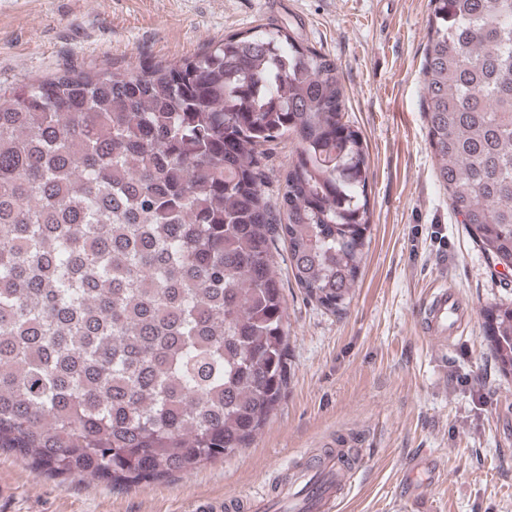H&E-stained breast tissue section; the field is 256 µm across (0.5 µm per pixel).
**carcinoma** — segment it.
Returning <instances> with one entry per match:
<instances>
[{"instance_id":"obj_1","label":"carcinoma","mask_w":512,"mask_h":512,"mask_svg":"<svg viewBox=\"0 0 512 512\" xmlns=\"http://www.w3.org/2000/svg\"><path fill=\"white\" fill-rule=\"evenodd\" d=\"M422 109L436 179L512 266V0H430ZM296 141L277 200L271 150ZM340 72L295 28L192 57L0 89V450L139 483L246 448L288 386L274 251L343 312L371 231ZM486 341L512 376V302Z\"/></svg>"}]
</instances>
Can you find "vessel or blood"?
Here are the masks:
<instances>
[{
  "mask_svg": "<svg viewBox=\"0 0 512 512\" xmlns=\"http://www.w3.org/2000/svg\"><path fill=\"white\" fill-rule=\"evenodd\" d=\"M419 317L424 334L443 340L450 337L461 317L454 291L443 286L434 289ZM292 470L295 479L283 487L282 493L298 502L301 512H336L351 486L348 468L333 453L319 458L300 457Z\"/></svg>",
  "mask_w": 512,
  "mask_h": 512,
  "instance_id": "b4317fda",
  "label": "vessel or blood"
}]
</instances>
